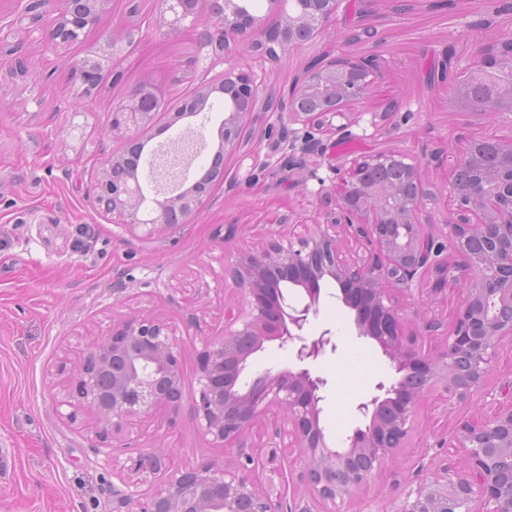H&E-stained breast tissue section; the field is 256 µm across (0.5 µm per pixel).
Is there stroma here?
Here are the masks:
<instances>
[{
    "mask_svg": "<svg viewBox=\"0 0 512 512\" xmlns=\"http://www.w3.org/2000/svg\"><path fill=\"white\" fill-rule=\"evenodd\" d=\"M136 2L110 0L75 55L95 51L102 34L121 32L133 21ZM355 18L374 29L370 41H350ZM485 18L484 0H462L456 14L432 10L430 0H362L356 12L339 7L313 49L290 52L279 64L257 62L245 50L232 63L265 74L284 98L311 55L376 57V83L359 109L389 113L388 145L422 159V180L433 193L424 213L439 224L450 211L449 156L474 138L512 137L511 122L452 105L441 79L449 51L466 65L474 60L473 35H498V26L485 25ZM211 24L205 14L184 33L154 31L114 65L100 93L85 101L88 127L79 155L65 110L75 90L71 67L48 48L40 24L0 40V448L7 452L0 465V512H112L113 493L123 484L111 458L92 448L86 416L71 422L61 415L52 400L54 384L68 378L91 340L111 335L120 318L142 314L171 324L184 374L193 377L203 339L224 333V248H247L271 230L303 234L293 218L314 212L297 185L269 181L237 189L247 168L233 156L225 157L224 181L200 213L157 237L133 236L94 209L91 174L115 148L107 133L111 106L139 84L163 92L155 126L140 133L148 147L191 130L204 144L186 170L188 181L209 166L224 118L223 95L212 94L196 117L174 124L170 114L195 94L182 75L199 32ZM19 65L26 78L15 76ZM337 290L335 282H322L319 314L308 331L327 328L336 340V352L319 359L313 371L328 381L320 423L341 445L364 424L355 405L392 370L376 343L355 336L348 310L335 300ZM438 402L434 394L424 399L414 447L375 477L353 503L354 512H390L406 481L427 476L434 465L462 467L463 450L444 442L459 423L485 414L484 401L476 396L448 413ZM120 442L127 465L160 448L170 450L175 467L224 458L223 449L199 434L188 399L173 416L128 427Z\"/></svg>",
    "mask_w": 512,
    "mask_h": 512,
    "instance_id": "35a3bbf8",
    "label": "stroma"
}]
</instances>
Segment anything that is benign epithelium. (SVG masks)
Masks as SVG:
<instances>
[{"instance_id": "benign-epithelium-1", "label": "benign epithelium", "mask_w": 512, "mask_h": 512, "mask_svg": "<svg viewBox=\"0 0 512 512\" xmlns=\"http://www.w3.org/2000/svg\"><path fill=\"white\" fill-rule=\"evenodd\" d=\"M107 4L66 0L62 12L47 15L46 39L65 53L97 25ZM268 4L280 15V25L272 30L263 17L245 10L241 0H161L163 23L174 34L194 26L204 8L212 10L214 30L200 34L188 80L202 105L216 86H224L219 151L241 162L251 160L244 186L277 178L286 167L315 201H329L330 210L302 235L275 231L249 249L230 253L224 335L203 341L192 379L184 376L168 323L158 315H132L112 335L92 341L78 354L75 371L59 385L61 397L54 401L71 408L66 418L73 422L78 413L87 414L90 433L107 439L134 421L177 411L187 385L196 386L192 401L198 431L212 447L233 454L235 462L173 469L164 449L137 459L131 470L161 476L159 489L138 502V512H279L289 486L285 461L292 455L300 466L302 494L290 512H312L311 499L330 505L327 512H350V501L408 447L427 393L439 391L447 411L481 393L491 399L492 412L460 424L450 439L451 445L465 449V471L447 466L407 482L391 512H512V384L489 383L499 343L512 337V139H474L462 148L458 161L476 168L481 182L466 192L453 186L450 194L458 210L476 213L479 221L450 216L442 235L428 232L419 221L426 196L420 160L382 142L372 154L348 162L332 154L324 141L352 134L363 113L350 111V106L367 99L375 84L377 59L344 54L297 74L288 111L276 113L281 136L270 156L277 160L257 161L242 131L248 118L265 111L263 90L224 62L245 46L274 63L287 51L309 47L336 17L340 0ZM145 35L141 25L121 36L104 34L97 52L74 60L71 67L78 74L106 73ZM492 68L512 74L511 29L481 45L470 71ZM149 100L159 101V91L141 84L113 103L107 132L121 148L96 169L93 195L102 217L144 236L191 222L224 178V172L208 169L190 187L167 191L144 208L142 173L130 162L126 146H142L137 134L154 124L156 111L146 106ZM480 108L512 122V80L500 82L498 97ZM323 166L332 173L328 185L317 176ZM311 180L319 183L318 189H309ZM349 237L358 250L344 259L341 247ZM450 248L465 257L466 270L444 256ZM307 268L314 279L294 282L306 300L272 291L281 276ZM326 277L349 287L338 295L346 308L353 309L359 298L374 311L375 321L354 313L356 336L372 339L397 374L379 382L377 394L356 405L355 412L368 424L355 428L342 449L327 442L320 426L326 380L310 369L327 350H336L330 330L307 334L319 313L316 281ZM426 279L434 290L453 288L460 294L453 327L434 351L419 348L403 329L408 316L424 327H436L415 297ZM395 289L406 297L402 306L393 300ZM272 341L291 348L295 368L266 369L241 387L250 358ZM271 409L283 413L291 445L268 446L262 462L265 481L258 483L247 474L254 463L247 438L255 420Z\"/></svg>"}]
</instances>
